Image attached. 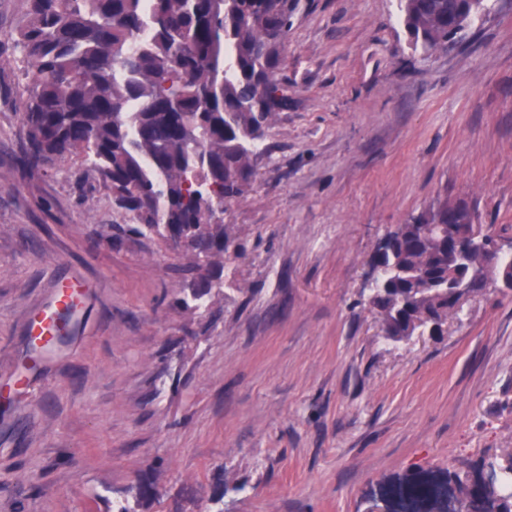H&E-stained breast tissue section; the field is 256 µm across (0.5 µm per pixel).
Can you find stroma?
Returning a JSON list of instances; mask_svg holds the SVG:
<instances>
[{
	"instance_id": "35a3bbf8",
	"label": "stroma",
	"mask_w": 512,
	"mask_h": 512,
	"mask_svg": "<svg viewBox=\"0 0 512 512\" xmlns=\"http://www.w3.org/2000/svg\"><path fill=\"white\" fill-rule=\"evenodd\" d=\"M414 53L397 0H318L288 34L289 103L247 193L223 287L194 279L70 157H18L21 0H0V512H366L406 472L512 457V293L439 336L385 339L368 261L441 199L512 237V0ZM84 280L75 335L27 326ZM82 288L75 280L62 281L53 287L30 325L29 336L34 347L49 346L58 340L56 336H62L64 332L58 330L57 323L61 319H71L75 309L73 301L78 296L87 297Z\"/></svg>"
}]
</instances>
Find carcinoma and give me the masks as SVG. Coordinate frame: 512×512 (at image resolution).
Here are the masks:
<instances>
[{
    "instance_id": "1",
    "label": "carcinoma",
    "mask_w": 512,
    "mask_h": 512,
    "mask_svg": "<svg viewBox=\"0 0 512 512\" xmlns=\"http://www.w3.org/2000/svg\"><path fill=\"white\" fill-rule=\"evenodd\" d=\"M15 49L31 74L24 88L22 162L37 172L76 155L85 175L130 216L128 232L181 247L205 270L199 300L213 287L210 268L235 245L217 206L244 194L254 158L288 96L278 75L295 21L315 0H22ZM473 6L461 0H398L413 50L429 57L448 45L449 24ZM448 201L419 224L400 225L395 250L376 264L369 300L393 342L441 332L455 315L448 261L440 256ZM485 277L497 268L474 254L459 261ZM496 483L450 472L463 512L488 499L512 512L506 463L488 461ZM389 493L425 506L435 484L414 470Z\"/></svg>"
}]
</instances>
